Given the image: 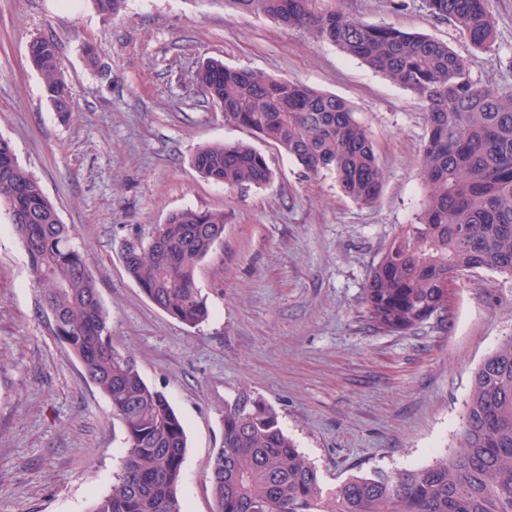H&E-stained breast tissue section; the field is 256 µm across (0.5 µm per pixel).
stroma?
Listing matches in <instances>:
<instances>
[{
  "instance_id": "1",
  "label": "stroma",
  "mask_w": 512,
  "mask_h": 512,
  "mask_svg": "<svg viewBox=\"0 0 512 512\" xmlns=\"http://www.w3.org/2000/svg\"><path fill=\"white\" fill-rule=\"evenodd\" d=\"M352 0L368 23L448 43L475 80L512 86V0H487L494 52L430 17L423 0ZM56 41L74 112L61 122L28 45ZM93 46L88 64L85 46ZM208 58L303 82L348 101L369 129L384 182L376 204L304 177L288 157L228 124L195 81ZM425 120L410 91L359 59L223 0H125L116 16L89 0H0V137L39 182L88 258L118 346L183 419L184 512H212L210 462L224 402L247 389L325 487L376 470L420 467L457 449L473 374L512 336V277L488 271L455 286L447 317L409 333L367 319L363 289L386 245L414 223ZM252 142L275 173L229 191L202 178L200 145ZM224 213V238L199 267L210 316L186 327L125 273L123 243L174 211ZM124 431L107 400L37 313L27 255L0 223V512H90L110 492Z\"/></svg>"
}]
</instances>
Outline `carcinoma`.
<instances>
[{
  "label": "carcinoma",
  "instance_id": "1",
  "mask_svg": "<svg viewBox=\"0 0 512 512\" xmlns=\"http://www.w3.org/2000/svg\"><path fill=\"white\" fill-rule=\"evenodd\" d=\"M430 15L467 34L472 47L495 50L486 0H424ZM239 12L302 29L412 92L425 111L419 179L425 198L372 263L364 286L367 318L403 333L448 313V286L476 271L512 276V87L479 84L469 60L448 43L393 23H365L345 0H224ZM29 61L61 120L73 114L53 39L36 38ZM205 97L224 120L288 155L308 178L330 174L339 192L362 206L381 194L383 173L372 136L342 98L220 60L200 67ZM191 164L228 190L262 188L274 172L244 142L199 147ZM0 211L18 236L38 289L37 310L54 314L53 334L79 360L125 432L112 490L90 512H182L178 488L186 428L169 399L121 352L85 253L0 138ZM224 236V212L186 208L147 236L124 244L127 275L177 322L194 328L209 317L196 272ZM224 438L213 457V512H512V336L475 372L459 448L431 464L352 475L334 489L282 429L275 409L242 390L224 401Z\"/></svg>",
  "mask_w": 512,
  "mask_h": 512
}]
</instances>
